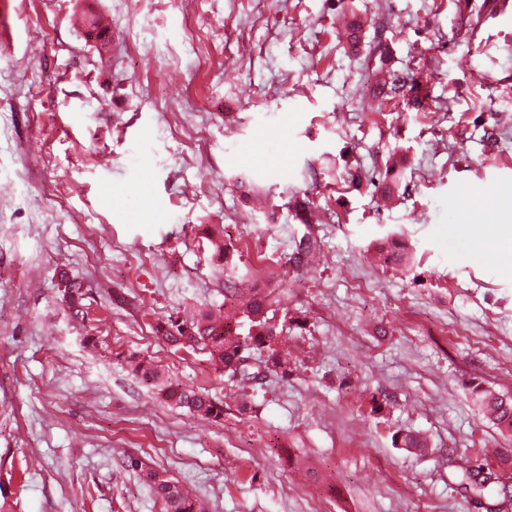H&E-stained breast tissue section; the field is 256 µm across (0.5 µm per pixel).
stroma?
Here are the masks:
<instances>
[{
	"label": "stroma",
	"mask_w": 512,
	"mask_h": 512,
	"mask_svg": "<svg viewBox=\"0 0 512 512\" xmlns=\"http://www.w3.org/2000/svg\"><path fill=\"white\" fill-rule=\"evenodd\" d=\"M348 3L370 18L356 55L338 0H0L10 512H159L131 457L207 512H487L459 480L507 471L494 451L512 449L466 386L512 397V236L484 248L512 194V0ZM380 42L423 100L375 91ZM396 148L387 208L370 177ZM306 235L316 254L294 263ZM392 240L411 266L381 259ZM62 270L87 287L84 319ZM230 281L295 318L288 377L245 384L157 339L154 319L218 309ZM127 351L223 420L161 402L117 365ZM399 428L429 451L394 447ZM59 288H63L62 299L67 307L72 311L75 317L82 315L84 317L85 307L83 301L86 296L84 285L73 278H70L66 272L60 274Z\"/></svg>",
	"instance_id": "35a3bbf8"
}]
</instances>
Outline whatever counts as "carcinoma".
Instances as JSON below:
<instances>
[{
    "label": "carcinoma",
    "mask_w": 512,
    "mask_h": 512,
    "mask_svg": "<svg viewBox=\"0 0 512 512\" xmlns=\"http://www.w3.org/2000/svg\"><path fill=\"white\" fill-rule=\"evenodd\" d=\"M374 61L375 71L390 74L391 93L399 96L417 93L418 83L412 73H391V56L385 44L379 43L375 46ZM405 163V156L397 152L389 157L384 176L377 183L383 196L390 198L398 191ZM383 250L384 260L394 265L406 266L412 261L411 253L395 242L383 246ZM59 287L62 288L63 302L74 316L84 314V285L63 272L60 274ZM228 292L232 302L237 304L234 312L228 314L205 311L191 321L170 316L156 321L153 331L159 338L174 346L203 353L210 366L218 372L240 373L243 381L256 377V373L243 365V361L250 356L251 351L265 347L268 355L264 360V369L283 378L288 377V357L271 346L272 332H282V327L288 323L286 315L281 322H275L279 300L270 293L259 291L230 288ZM117 364L144 386L156 390L172 406L203 419L215 422L223 419V405L194 387L165 376L152 360L140 353L130 352L119 356ZM472 394L494 425L512 432V399L483 390L477 385L472 387ZM392 440L408 452L428 451L426 440L412 430L398 429L393 433ZM129 463L131 468L139 470L156 495L161 512H205L200 499L192 496L177 481L162 472L143 469V464L137 460L131 459ZM461 485L480 498L500 497L502 502L508 501V485L501 483L495 472L484 471L480 466L462 469Z\"/></svg>",
    "instance_id": "carcinoma-1"
}]
</instances>
